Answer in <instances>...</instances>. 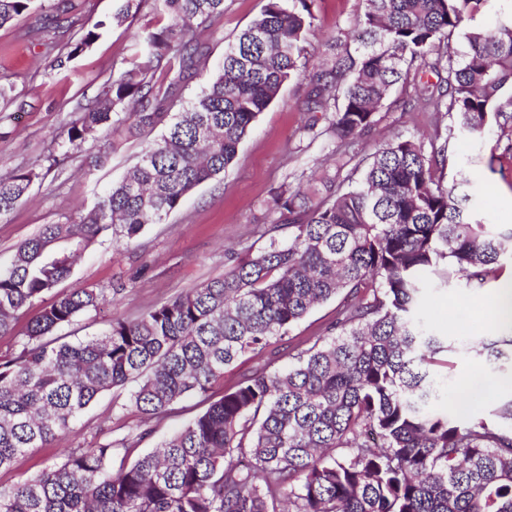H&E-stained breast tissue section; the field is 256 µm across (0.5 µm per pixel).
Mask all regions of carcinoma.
<instances>
[{
    "instance_id": "1",
    "label": "carcinoma",
    "mask_w": 512,
    "mask_h": 512,
    "mask_svg": "<svg viewBox=\"0 0 512 512\" xmlns=\"http://www.w3.org/2000/svg\"><path fill=\"white\" fill-rule=\"evenodd\" d=\"M116 2L112 21L121 23L145 0ZM150 2L167 23L136 37L131 59L80 113L66 147L108 130L138 134L165 123V133L80 221L43 225L0 268V336L56 292L0 359V470L71 432L113 388L133 385L128 402L142 438L186 396L205 409L116 473L112 438L72 449L20 485L0 487V512H512V398L494 404L493 422L472 416L492 390L460 380L468 405L435 409L430 366L448 347L414 319L423 279L484 288L512 260V228L481 223L471 195L459 192L468 180L445 179L457 131L479 137L495 126L512 154V19L468 26L479 0H358L352 28L320 38L316 0H266L224 48L222 68L174 113L207 58L192 24L218 26L225 0ZM29 3L0 0V26ZM459 34L465 45L454 52ZM95 38L90 30L66 45L53 66ZM292 80L306 81V111L321 114L303 134L326 135L334 147L304 186L273 195L266 245L100 336L56 335L106 300L95 287L56 291L81 254L108 233L134 241L226 171ZM399 110L453 124L397 135L365 156L352 151L380 113ZM37 177L0 175V215ZM337 297L322 333L290 336L315 305ZM500 318L491 311L489 335L475 341L489 360L512 357ZM263 352L290 364L243 374L214 398L227 370Z\"/></svg>"
}]
</instances>
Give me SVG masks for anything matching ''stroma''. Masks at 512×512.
<instances>
[{
    "label": "stroma",
    "mask_w": 512,
    "mask_h": 512,
    "mask_svg": "<svg viewBox=\"0 0 512 512\" xmlns=\"http://www.w3.org/2000/svg\"><path fill=\"white\" fill-rule=\"evenodd\" d=\"M227 10L217 31L196 29L195 38L208 48L205 74L214 73L224 58V45L261 12L265 0H226ZM115 0H32L30 7L0 26V175L19 169L36 172L30 193L8 214L0 216V267H7L16 245L40 227L63 219L79 220L97 196L121 181L143 150L162 133L161 128L120 141L109 149L105 135L87 140L73 150L68 162L48 169L46 158L67 140L68 130L81 109L99 95L115 65L131 57L132 41L145 24L155 22L150 8L120 25L107 24ZM99 36L92 46L63 68L52 65L49 42L78 40L91 29ZM305 86L294 80L283 86L276 102L262 112L241 143L235 163L188 195L162 223L148 225L129 244L98 238L75 263L64 288L122 285L110 304L80 317L75 337L107 331L112 319L132 320L147 309L169 301L191 288L222 276L231 254L262 248L265 205L284 184L297 186L301 174L311 172L329 149L326 139L303 138L307 113L298 109ZM425 112L383 113L371 144L393 136H417L433 128ZM498 132L489 129L481 139L456 134L452 162L469 178V194L479 204L482 219L499 227L512 226V158L492 159ZM110 150L106 165L91 168L100 151ZM491 288L478 291L457 280L445 287L427 286L423 321L431 334L453 346L448 357L452 371L436 369L445 404L457 403L455 380L480 367L506 379L500 398L512 397V363L490 364L471 344L485 335L484 307ZM128 392H103L79 417L72 432L44 448H31L14 466L0 471V486L26 480L48 464L62 461L67 449L93 442L104 419L112 421L113 439L146 452L179 431L196 413L194 399L155 421L153 432L138 436L139 415L127 402Z\"/></svg>",
    "instance_id": "stroma-1"
}]
</instances>
